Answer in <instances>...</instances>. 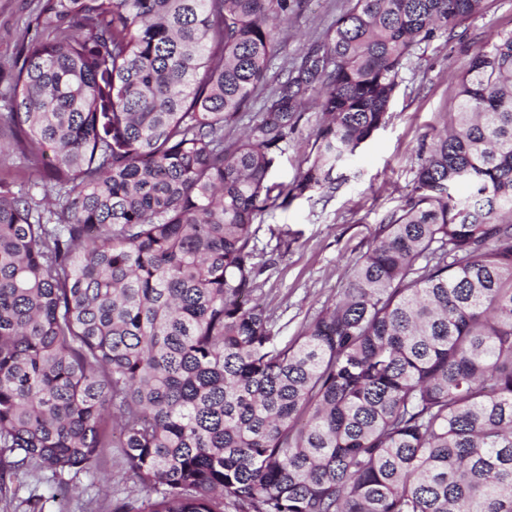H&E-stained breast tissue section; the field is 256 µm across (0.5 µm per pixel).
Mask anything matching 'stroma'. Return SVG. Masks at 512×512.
Instances as JSON below:
<instances>
[{
    "instance_id": "1",
    "label": "stroma",
    "mask_w": 512,
    "mask_h": 512,
    "mask_svg": "<svg viewBox=\"0 0 512 512\" xmlns=\"http://www.w3.org/2000/svg\"><path fill=\"white\" fill-rule=\"evenodd\" d=\"M37 0H0V81L28 36L26 22ZM348 0H305L282 26L281 51L268 78H283L344 11ZM512 32V0H485L482 13L439 30L421 45L402 71L400 90L387 123L343 168L338 189L317 190L288 206L268 209L253 225L265 270L257 301L274 309L280 335L296 336L345 288L354 263L368 250L376 230L414 194L418 152L448 124L461 64L493 33ZM320 86L303 97L302 116L272 172V182L290 184L306 166L321 122ZM68 493L48 502L46 512H87V502L108 507L111 499L135 495L121 449H110L97 468L64 477Z\"/></svg>"
}]
</instances>
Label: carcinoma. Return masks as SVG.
<instances>
[{"label":"carcinoma","mask_w":512,"mask_h":512,"mask_svg":"<svg viewBox=\"0 0 512 512\" xmlns=\"http://www.w3.org/2000/svg\"><path fill=\"white\" fill-rule=\"evenodd\" d=\"M350 2L226 144L301 0H37L0 137L50 216L0 181V502L117 430L144 495L108 512H512V32L336 302L290 340L249 304L258 215L333 188L484 0ZM316 81L313 151L274 184Z\"/></svg>","instance_id":"obj_1"}]
</instances>
